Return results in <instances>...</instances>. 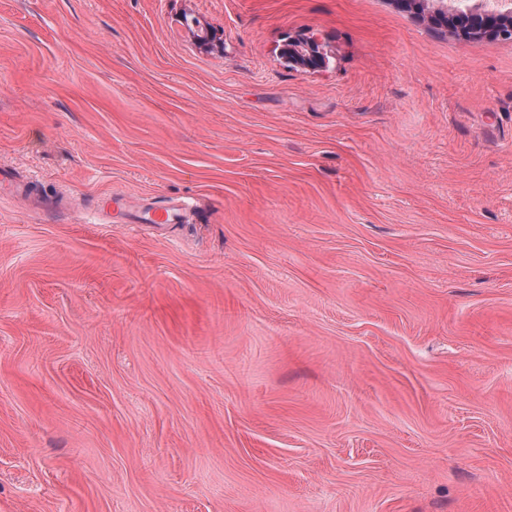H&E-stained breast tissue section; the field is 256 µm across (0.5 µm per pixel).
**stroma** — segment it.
Listing matches in <instances>:
<instances>
[{
    "mask_svg": "<svg viewBox=\"0 0 512 512\" xmlns=\"http://www.w3.org/2000/svg\"><path fill=\"white\" fill-rule=\"evenodd\" d=\"M2 168L0 512H512V40L0 0Z\"/></svg>",
    "mask_w": 512,
    "mask_h": 512,
    "instance_id": "35a3bbf8",
    "label": "stroma"
}]
</instances>
